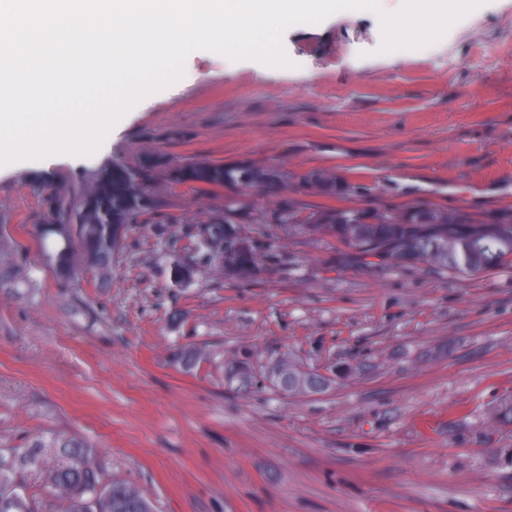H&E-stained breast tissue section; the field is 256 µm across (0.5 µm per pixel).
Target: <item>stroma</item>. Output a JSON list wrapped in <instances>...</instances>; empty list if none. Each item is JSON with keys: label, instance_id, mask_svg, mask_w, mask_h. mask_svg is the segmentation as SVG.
I'll return each instance as SVG.
<instances>
[{"label": "stroma", "instance_id": "35a3bbf8", "mask_svg": "<svg viewBox=\"0 0 512 512\" xmlns=\"http://www.w3.org/2000/svg\"><path fill=\"white\" fill-rule=\"evenodd\" d=\"M282 42L284 66L194 51L95 152L0 165V450L83 439L105 479L138 484L156 512H512V467L494 460L512 423L492 419L512 398V267L342 266V244L298 235L234 281L192 240L160 244L227 200L275 201L174 183L179 162L279 166L306 206L331 203L299 182L323 169L361 186L358 208L512 211V0L401 53L383 51L376 14L335 13ZM146 161L157 214L109 276L58 277L38 235L47 197L75 208L102 167ZM184 347L201 358L183 365ZM284 354L336 378L281 393L261 377Z\"/></svg>", "mask_w": 512, "mask_h": 512}]
</instances>
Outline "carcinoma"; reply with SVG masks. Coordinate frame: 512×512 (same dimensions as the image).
Masks as SVG:
<instances>
[{
	"mask_svg": "<svg viewBox=\"0 0 512 512\" xmlns=\"http://www.w3.org/2000/svg\"><path fill=\"white\" fill-rule=\"evenodd\" d=\"M179 184L222 182L235 189L249 186L243 176L255 168L239 164L187 162L174 167ZM152 175L142 181L135 169L114 163L100 169L74 214L61 213V224L71 234L69 248L59 246L54 253L56 268L73 271L94 270L102 275L112 268L120 238L112 235V225L123 229L149 220L158 202L151 192ZM326 197L345 199L357 195L358 187L337 179L316 187ZM429 204L395 209H363L352 206L316 208L310 211L291 197H281L269 209L249 213L253 224H279L308 236H331L352 250L347 258L382 270L429 267L460 278H471L512 263V213L503 212L489 220H479L455 211L457 223L431 224ZM227 217L222 224H195L188 229L199 246L200 260L220 268L230 255L261 271L262 258L275 255L276 246H263L242 233L238 212L224 205ZM329 214L332 224H305L303 213ZM380 223H369L370 216ZM58 449L59 460L45 466V448ZM34 475L46 497L61 506V512H155L152 501L134 483L113 478L103 480L94 449L76 439L39 443L32 448H16L10 456L0 455V512H37L23 475Z\"/></svg>",
	"mask_w": 512,
	"mask_h": 512,
	"instance_id": "cac0c4a2",
	"label": "carcinoma"
}]
</instances>
